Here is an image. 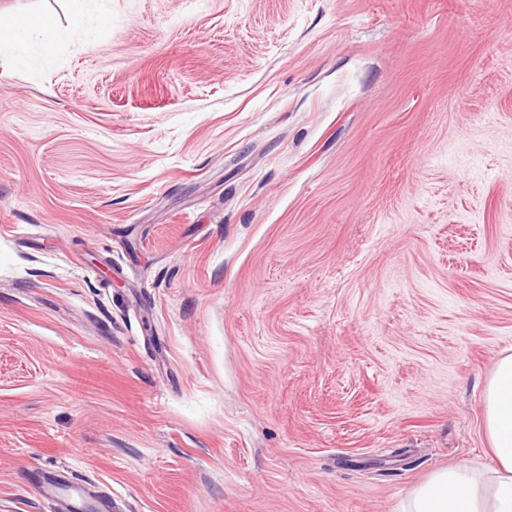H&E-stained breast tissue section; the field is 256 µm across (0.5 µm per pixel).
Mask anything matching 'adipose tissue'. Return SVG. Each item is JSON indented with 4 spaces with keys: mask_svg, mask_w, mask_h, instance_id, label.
Instances as JSON below:
<instances>
[{
    "mask_svg": "<svg viewBox=\"0 0 512 512\" xmlns=\"http://www.w3.org/2000/svg\"><path fill=\"white\" fill-rule=\"evenodd\" d=\"M94 0H72L63 28L44 18H0V54L22 58L29 47L49 55L84 26ZM484 432L496 466L491 477L460 466L436 471L407 496L402 512H512V354L495 364L484 395Z\"/></svg>",
    "mask_w": 512,
    "mask_h": 512,
    "instance_id": "obj_1",
    "label": "adipose tissue"
}]
</instances>
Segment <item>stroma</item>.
Returning a JSON list of instances; mask_svg holds the SVG:
<instances>
[{"instance_id": "obj_1", "label": "stroma", "mask_w": 512, "mask_h": 512, "mask_svg": "<svg viewBox=\"0 0 512 512\" xmlns=\"http://www.w3.org/2000/svg\"><path fill=\"white\" fill-rule=\"evenodd\" d=\"M0 56V512H401L490 470L512 0H97ZM37 486L43 499L48 500L53 506V512H80L82 510L79 488L65 485L59 479L47 475L43 476Z\"/></svg>"}]
</instances>
